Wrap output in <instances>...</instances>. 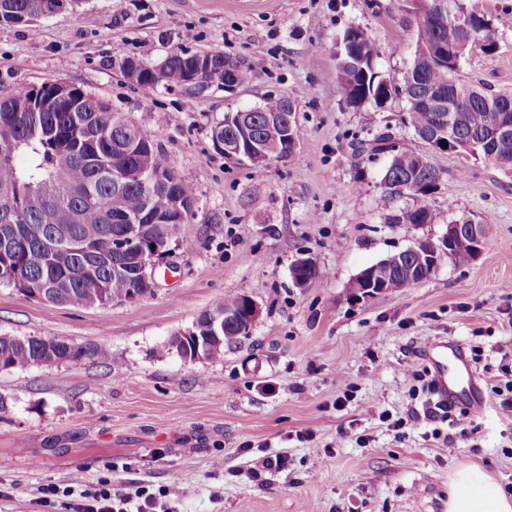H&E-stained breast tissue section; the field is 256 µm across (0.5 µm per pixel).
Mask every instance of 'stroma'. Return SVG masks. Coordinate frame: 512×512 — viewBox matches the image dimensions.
<instances>
[{"label": "stroma", "mask_w": 512, "mask_h": 512, "mask_svg": "<svg viewBox=\"0 0 512 512\" xmlns=\"http://www.w3.org/2000/svg\"><path fill=\"white\" fill-rule=\"evenodd\" d=\"M362 29L379 71L401 84L416 45L405 0H82L36 27L0 25V96L63 80L158 133L170 165L195 189L133 303L75 308L0 285V336H47L107 347L111 363L80 358L47 369H0V512H42L47 485L113 489L182 481L179 512H447L448 474L474 463L512 496V174L429 148L392 98L347 105L338 41ZM265 67L232 90L161 85L143 95L124 74L135 57L220 52ZM458 77L512 94V24L494 55L472 48ZM289 101L302 138L294 156L253 167L227 161L211 129L225 113ZM408 140L439 173L427 224L387 223L377 206L386 158L356 140ZM486 227L481 256L442 261L427 279L366 301L350 284L366 267L438 239L449 225ZM325 277L299 288L300 255ZM231 294L259 318L223 358L185 362L172 339ZM463 343L487 410L465 427L431 404L422 350ZM400 428H393V421ZM281 467L261 470L263 459ZM223 459V469L213 467Z\"/></svg>", "instance_id": "35a3bbf8"}]
</instances>
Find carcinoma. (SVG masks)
Here are the masks:
<instances>
[{
    "instance_id": "obj_1",
    "label": "carcinoma",
    "mask_w": 512,
    "mask_h": 512,
    "mask_svg": "<svg viewBox=\"0 0 512 512\" xmlns=\"http://www.w3.org/2000/svg\"><path fill=\"white\" fill-rule=\"evenodd\" d=\"M79 0H0V25L32 24L45 18V6H74ZM408 14L417 25V42L412 62L403 79L405 103L403 123L425 144L441 142L476 161L488 162L504 172H512V138L495 137L496 120L512 127V95L498 93L485 85L463 83L457 77L469 48L468 37L439 22L433 8L435 0H408ZM472 28L481 50L492 55L498 48L497 26L481 13H472ZM338 58V74L343 100L350 106L381 103L388 98L389 80L376 71L377 46L357 28L347 30ZM454 53L442 57L443 48ZM195 56L173 53L160 65L139 59L125 61L127 78L142 93L150 95L160 83L188 85ZM54 82L35 88H19L0 97V198L10 197L24 215L35 236L20 234L8 241L0 235V266L18 274L20 287L30 284L49 288L55 303L71 307H90L109 302L114 295L131 289L150 291L140 278H114L112 265L126 257L112 254V244L125 236L127 222L115 221L120 213L136 217L150 198L156 210H163L173 199L182 200L186 212L195 201L193 187L171 167L159 149L156 137L122 121L108 104L80 91L71 103L63 101L53 112L11 111L17 102L36 94H49ZM286 101L270 99L248 110L252 134L269 149L281 148L271 157L294 154L284 147V133L267 116L284 111ZM22 153L28 163L15 164ZM420 152L405 144L391 156L381 183L412 181L413 206L399 215L390 213L393 193L382 188L378 208L389 222L426 224L431 220L429 201L439 179L430 163L417 165ZM128 168V180L121 189L112 186V168ZM471 238L456 237L450 252L443 254L456 263L470 259ZM109 252L108 259L97 258L96 251ZM387 291L407 287L409 282L426 279V267L414 254H397L380 266ZM245 296L230 295L217 301L213 310L241 311ZM211 341L208 356L221 358L224 346L243 337L241 328L229 321ZM82 357L107 360L109 351L101 345L78 346L58 342L51 346L36 336H0V369L24 370L32 366L51 368Z\"/></svg>"
}]
</instances>
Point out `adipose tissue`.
I'll return each instance as SVG.
<instances>
[{
    "mask_svg": "<svg viewBox=\"0 0 512 512\" xmlns=\"http://www.w3.org/2000/svg\"><path fill=\"white\" fill-rule=\"evenodd\" d=\"M448 512H512V498L484 467L462 465L448 475Z\"/></svg>",
    "mask_w": 512,
    "mask_h": 512,
    "instance_id": "ef3b65f1",
    "label": "adipose tissue"
}]
</instances>
